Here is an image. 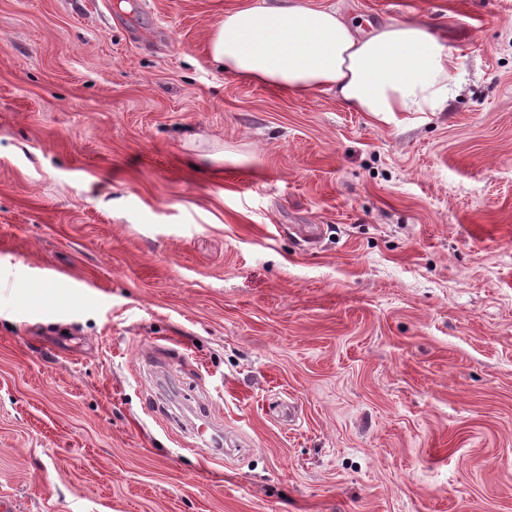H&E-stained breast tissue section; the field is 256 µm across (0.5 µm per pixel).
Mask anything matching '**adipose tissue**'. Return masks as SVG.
<instances>
[{
    "instance_id": "adipose-tissue-1",
    "label": "adipose tissue",
    "mask_w": 512,
    "mask_h": 512,
    "mask_svg": "<svg viewBox=\"0 0 512 512\" xmlns=\"http://www.w3.org/2000/svg\"><path fill=\"white\" fill-rule=\"evenodd\" d=\"M212 61L242 80L299 95L333 92L350 111L442 112L459 83L442 38L409 16L363 30L341 0H241L210 28Z\"/></svg>"
}]
</instances>
